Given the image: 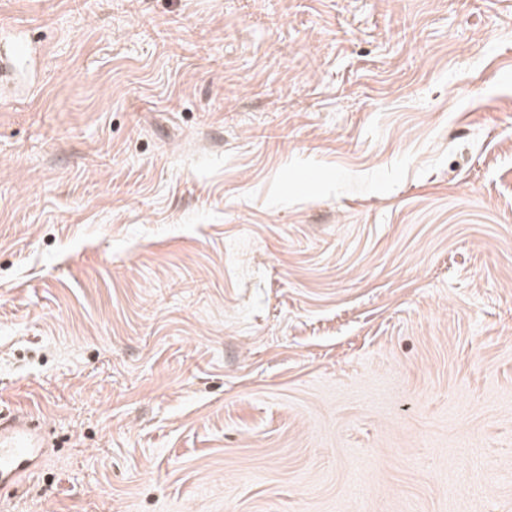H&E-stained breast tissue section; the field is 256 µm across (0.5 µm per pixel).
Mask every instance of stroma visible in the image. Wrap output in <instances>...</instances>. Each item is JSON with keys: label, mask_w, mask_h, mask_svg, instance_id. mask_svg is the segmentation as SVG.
Masks as SVG:
<instances>
[{"label": "stroma", "mask_w": 512, "mask_h": 512, "mask_svg": "<svg viewBox=\"0 0 512 512\" xmlns=\"http://www.w3.org/2000/svg\"><path fill=\"white\" fill-rule=\"evenodd\" d=\"M0 512H512V0H0ZM25 413L0 418V485L11 487L31 475L45 455L41 431L31 427Z\"/></svg>", "instance_id": "1"}]
</instances>
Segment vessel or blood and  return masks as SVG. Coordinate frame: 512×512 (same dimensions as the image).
Returning <instances> with one entry per match:
<instances>
[{
    "instance_id": "1",
    "label": "vessel or blood",
    "mask_w": 512,
    "mask_h": 512,
    "mask_svg": "<svg viewBox=\"0 0 512 512\" xmlns=\"http://www.w3.org/2000/svg\"><path fill=\"white\" fill-rule=\"evenodd\" d=\"M45 444L38 428L24 415L0 418V486L10 487L31 475L42 463Z\"/></svg>"
}]
</instances>
